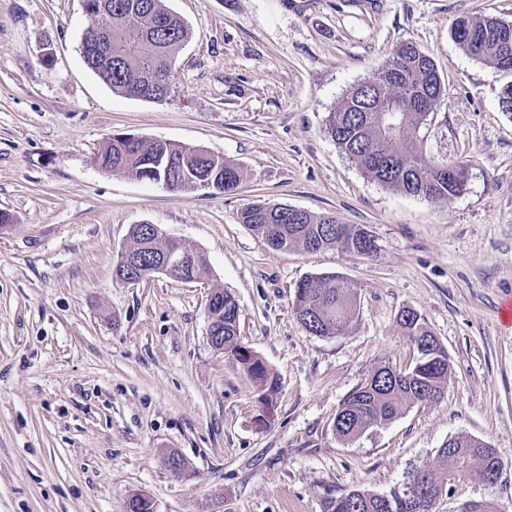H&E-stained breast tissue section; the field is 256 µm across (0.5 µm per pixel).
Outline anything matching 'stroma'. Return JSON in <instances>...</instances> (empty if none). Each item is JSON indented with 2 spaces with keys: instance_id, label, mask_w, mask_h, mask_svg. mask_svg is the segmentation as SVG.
Returning <instances> with one entry per match:
<instances>
[{
  "instance_id": "1",
  "label": "stroma",
  "mask_w": 512,
  "mask_h": 512,
  "mask_svg": "<svg viewBox=\"0 0 512 512\" xmlns=\"http://www.w3.org/2000/svg\"><path fill=\"white\" fill-rule=\"evenodd\" d=\"M190 31L162 100L112 92L83 63L84 0H0V512H324L328 497L389 494L438 470L451 437L503 467L470 473L432 512H512V114L503 71L452 38L464 16L512 22V0H165ZM429 55L442 91L418 131L425 156L464 160L463 194L427 200L367 178L327 134L330 112L392 50ZM200 147L245 174L230 195L172 193L105 171L107 137ZM332 214L376 251L272 249L240 221L249 204ZM204 253L194 282L114 277L137 224ZM356 284L357 316L306 332L298 284ZM239 306L238 340L275 375L259 387L207 336L212 289ZM417 310L448 352L443 398L343 442L346 397L381 363L413 364L397 318ZM185 462L182 473L166 465Z\"/></svg>"
}]
</instances>
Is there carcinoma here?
<instances>
[{
  "instance_id": "cac0c4a2",
  "label": "carcinoma",
  "mask_w": 512,
  "mask_h": 512,
  "mask_svg": "<svg viewBox=\"0 0 512 512\" xmlns=\"http://www.w3.org/2000/svg\"><path fill=\"white\" fill-rule=\"evenodd\" d=\"M112 69L105 83L127 97L140 91L153 74L172 76V60L188 39L184 22L164 4V0H109ZM507 22L496 17L460 18L452 30L455 41L476 60L512 71V37L503 34ZM377 79L392 97L394 111L373 112L369 104L375 94L361 87L351 88L338 108L330 113L327 132L332 141L378 184L409 195L446 199L462 194L465 186L448 180L450 169H467L466 162L435 164L420 148L418 130L441 93V79L434 62L412 43H404L392 52V59ZM96 159L105 171L161 185L179 163L185 178L174 180L173 191L194 188L193 179L218 176L223 193L235 192L243 180L241 169L204 150L183 144L146 141L131 134L116 133L107 138ZM240 220L260 234L275 250L301 248L316 252L337 248L359 256H370L376 247L364 242L365 229L343 224L331 215H313L287 205L253 203L240 213ZM130 244L138 246L141 268L147 270L172 247L169 240L156 237L142 224L130 232ZM185 263L181 272L197 277L206 266V258L192 264L194 250L182 246ZM224 299V307L215 311V327L222 338L216 344L220 352L231 356L261 386L262 412L273 409L277 393L276 378L263 361L238 343V305L228 291H214ZM292 311L307 332L316 336L338 335L353 321L357 310V287L333 274H321L303 280L295 291ZM403 335L416 351L412 365L400 368L391 363L378 366L341 404L334 422L336 437L350 441L374 426L391 422L416 404L431 403L444 393L448 383V353L444 346L429 339L424 319L408 308L398 316ZM443 471L436 474L420 470L412 479L423 477L436 491L455 489L475 468L491 483L498 477L501 462L493 448L474 438H451L439 450ZM391 505L361 490L329 497L325 512H431L433 501L411 497L408 485L389 494Z\"/></svg>"
}]
</instances>
